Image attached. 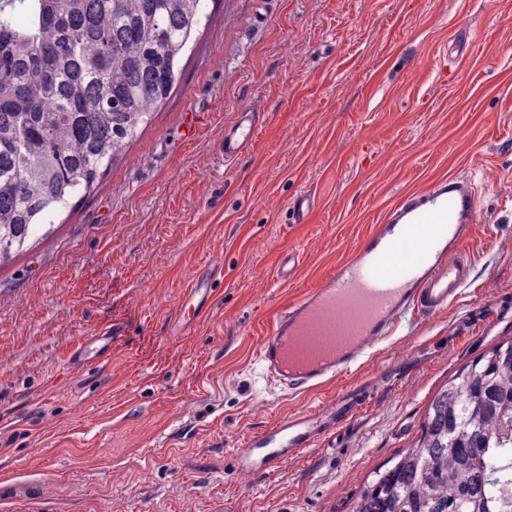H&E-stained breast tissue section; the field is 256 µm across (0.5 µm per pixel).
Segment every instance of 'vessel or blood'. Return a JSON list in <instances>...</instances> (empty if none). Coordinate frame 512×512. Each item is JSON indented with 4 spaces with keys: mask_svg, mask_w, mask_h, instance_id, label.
<instances>
[{
    "mask_svg": "<svg viewBox=\"0 0 512 512\" xmlns=\"http://www.w3.org/2000/svg\"><path fill=\"white\" fill-rule=\"evenodd\" d=\"M256 132L255 112H239L224 130L225 159L242 155ZM480 220L478 189L458 175L400 198L351 258L276 315L256 353L263 378L291 394L316 391L365 364L406 315L446 312L469 282L462 245ZM368 388L357 381L323 405L288 414L249 437L235 453L238 471L270 474L334 435Z\"/></svg>",
    "mask_w": 512,
    "mask_h": 512,
    "instance_id": "obj_1",
    "label": "vessel or blood"
}]
</instances>
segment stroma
I'll return each mask as SVG.
<instances>
[{"label":"stroma","instance_id":"stroma-1","mask_svg":"<svg viewBox=\"0 0 512 512\" xmlns=\"http://www.w3.org/2000/svg\"><path fill=\"white\" fill-rule=\"evenodd\" d=\"M179 84L85 198L0 264V512H352L418 440L435 397L512 340V0H204ZM471 50L456 60L454 39ZM260 122L237 159L225 127ZM470 177V281L406 316L319 391L254 354L283 306L355 251L385 209ZM315 207L297 218L293 201ZM300 266L281 280L282 254ZM211 269L190 330L188 285ZM112 348L85 357L86 336ZM373 378L335 435L266 476L244 439Z\"/></svg>","mask_w":512,"mask_h":512}]
</instances>
